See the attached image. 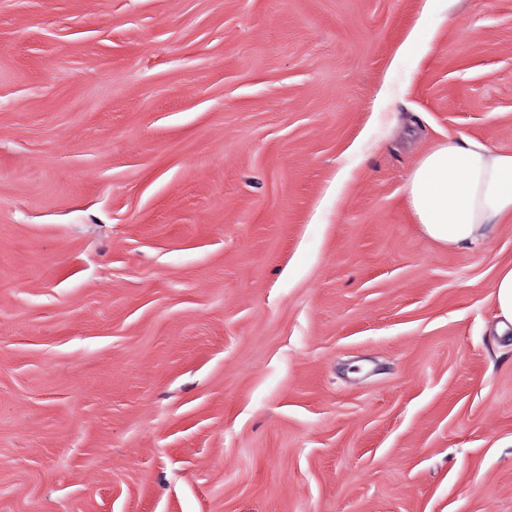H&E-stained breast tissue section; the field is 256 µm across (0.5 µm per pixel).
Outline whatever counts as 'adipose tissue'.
I'll return each mask as SVG.
<instances>
[{
  "label": "adipose tissue",
  "instance_id": "obj_1",
  "mask_svg": "<svg viewBox=\"0 0 512 512\" xmlns=\"http://www.w3.org/2000/svg\"><path fill=\"white\" fill-rule=\"evenodd\" d=\"M407 199L431 239L450 247L484 242L490 225L512 218V153L476 140L437 145L410 173Z\"/></svg>",
  "mask_w": 512,
  "mask_h": 512
}]
</instances>
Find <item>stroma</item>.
I'll return each instance as SVG.
<instances>
[{"mask_svg": "<svg viewBox=\"0 0 512 512\" xmlns=\"http://www.w3.org/2000/svg\"><path fill=\"white\" fill-rule=\"evenodd\" d=\"M0 0V512H512V0ZM352 167L344 198L329 188ZM433 38V32H427L424 25L417 23L400 44L397 55L411 59L418 64L423 57L426 44ZM406 186L428 237L450 247L482 243L490 225L512 218V153L448 141L422 155ZM496 309L505 322L512 324V261L499 268L493 285Z\"/></svg>", "mask_w": 512, "mask_h": 512, "instance_id": "35a3bbf8", "label": "stroma"}]
</instances>
